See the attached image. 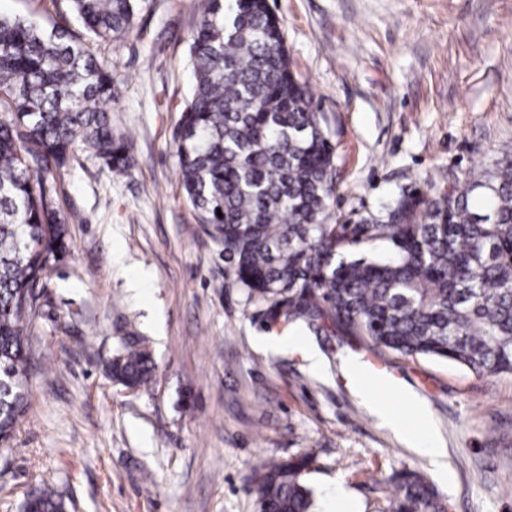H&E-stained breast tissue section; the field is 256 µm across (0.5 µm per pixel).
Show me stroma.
Masks as SVG:
<instances>
[{"instance_id": "stroma-1", "label": "stroma", "mask_w": 512, "mask_h": 512, "mask_svg": "<svg viewBox=\"0 0 512 512\" xmlns=\"http://www.w3.org/2000/svg\"><path fill=\"white\" fill-rule=\"evenodd\" d=\"M197 4L148 0L126 37L91 45L112 74V125L132 141L131 167L79 153L57 177L67 247L29 334L28 408L0 446V512H22L47 485L64 512H258L255 469L305 453L314 512L337 486L351 512H386L401 469L429 480L448 512H512V373L380 358L353 336L318 345L319 372L300 350L260 347L269 331L225 287L221 248L178 179ZM270 4L336 146L337 222L512 151V0ZM0 14L81 31L66 0H0ZM130 330L157 365L134 392L110 373ZM381 406L412 430L425 409L441 463Z\"/></svg>"}]
</instances>
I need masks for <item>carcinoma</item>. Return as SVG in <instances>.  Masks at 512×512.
Here are the masks:
<instances>
[{"mask_svg": "<svg viewBox=\"0 0 512 512\" xmlns=\"http://www.w3.org/2000/svg\"><path fill=\"white\" fill-rule=\"evenodd\" d=\"M93 40L118 41L144 0H67ZM194 83L174 134L198 223L221 246L227 287L269 329L358 336L379 355L512 373V156L463 177L399 187L374 214L336 224V146L311 86L290 68L269 0H200L187 50ZM112 75L82 38L0 15V443L27 406V327L39 280L66 250L54 170L88 152L124 172L131 141L104 104ZM385 251L360 252L361 245ZM146 340L121 337L112 380L154 376ZM305 454L256 474L260 512H311ZM24 512H63L49 488ZM389 512H446L415 472Z\"/></svg>", "mask_w": 512, "mask_h": 512, "instance_id": "obj_1", "label": "carcinoma"}]
</instances>
